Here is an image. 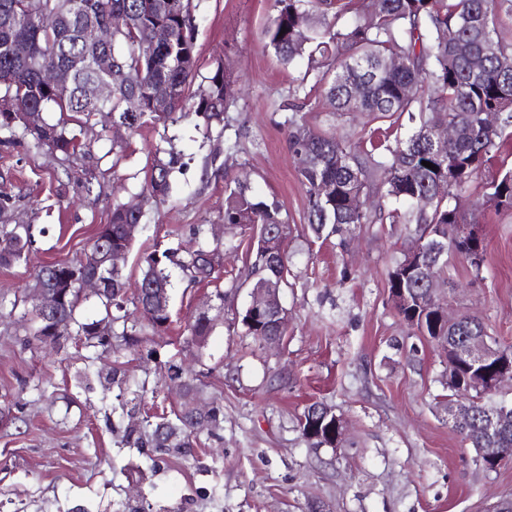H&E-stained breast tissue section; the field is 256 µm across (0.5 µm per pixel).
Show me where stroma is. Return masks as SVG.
Listing matches in <instances>:
<instances>
[{"instance_id":"35a3bbf8","label":"stroma","mask_w":512,"mask_h":512,"mask_svg":"<svg viewBox=\"0 0 512 512\" xmlns=\"http://www.w3.org/2000/svg\"><path fill=\"white\" fill-rule=\"evenodd\" d=\"M274 13V0H201L195 12V84L222 64L241 89L221 137V171L205 172L210 142L193 115L165 128L121 130L94 143L86 160L0 144V195L10 198L0 222L48 228L21 263L0 267L7 302L23 296L39 266L90 249L113 202L140 192L166 136L182 166L170 198L145 211L123 266L128 281L139 279L144 252L171 233L186 240L193 225L220 223L226 178L277 200L290 224L288 333L279 346L228 329L225 312L210 304L211 284H175L169 329L145 333L135 350L105 353L69 341L31 351L0 325V408L15 416L0 423V512H308L314 502L328 512H485L512 496V464L493 472L475 465L473 448L448 420L444 356L393 306L387 275L413 225H350L326 239L307 227L284 108L306 63L282 64L265 48ZM112 147L124 152L120 166ZM460 199L485 214L487 261L477 277L464 259H452L448 311L478 315L512 345V213L487 208L472 190ZM203 309L214 327L198 352L185 325ZM173 362L199 375L205 402L223 407V429L199 431L190 448L127 444L132 417L179 404ZM113 366L126 370L129 391L79 386L80 372ZM316 401L344 420L342 448L314 450L302 438L298 417Z\"/></svg>"}]
</instances>
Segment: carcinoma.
<instances>
[{"label": "carcinoma", "mask_w": 512, "mask_h": 512, "mask_svg": "<svg viewBox=\"0 0 512 512\" xmlns=\"http://www.w3.org/2000/svg\"><path fill=\"white\" fill-rule=\"evenodd\" d=\"M87 13L99 23L112 24V16L125 18L112 31L116 70L97 76L88 67L74 69L68 92L46 87L41 69L55 61L71 63L93 58L98 48L78 34L80 17L74 0H0V95L10 94L20 110L42 109L43 123L31 130L0 113V131L8 137L0 142H26L36 150L44 147L67 157H92L91 145L73 133L70 125L92 129L107 118L137 131L150 123L167 126L193 113L206 128L226 127L228 112L236 104L232 73L217 68L207 86L192 90L197 66L193 0H81ZM276 12L264 31L265 46L285 65L307 59L303 76L289 89L296 100L288 118V148L292 153H310L309 166L298 169L307 195V221L318 238L341 235L351 224H414L416 234L410 245L423 248L422 264L407 266L404 259L389 271L392 296L405 291L408 300L396 306L399 315L418 333L436 342L445 353L471 339H480L496 352L489 363L476 369H460V378L446 376L448 397H468L472 415L451 428L475 451L476 465L486 471L497 467L488 459L489 449L512 445V404H491L488 394L472 386L479 375H491L503 358L512 360V346H502L491 336L481 318L465 312L458 323L446 326L432 303L425 270L433 274L448 271L446 256L465 259L480 274L486 261L484 239L477 249L467 240L448 236L451 224L481 223V215L459 211L454 198L474 185L481 189L488 207L497 212L512 211V169L496 168L501 147L512 141V38L500 32L502 16L512 17V0H274ZM44 10L64 18L60 31L49 34L37 24ZM164 26L171 32L166 43H153L152 32ZM286 33H281V29ZM307 32L303 41L299 30ZM454 30L456 39L445 33ZM25 37L30 53L14 54L13 40ZM485 57V66L474 71L468 56ZM399 57L400 69H390L386 59ZM112 83V101L94 100L89 89L99 80ZM171 89L166 111L150 107L156 88ZM320 93L340 117L361 116L364 125L385 126L384 139L375 142L361 136L354 143H341L336 136L299 115ZM498 113L495 126L485 124V113ZM456 129L443 157L433 151L428 131L448 126ZM428 161L431 170L422 165ZM177 160L173 151L156 149L145 184L138 197L144 209L130 211L126 203L112 206L111 220L100 226L90 250L73 260L41 267L35 278L60 295L56 314L37 311L22 315L18 322L24 332L22 343L39 349L50 341L61 344L74 340L88 348L104 351L133 349L142 342L145 329L159 333L171 323L172 310L155 312L149 304V290H171L172 274L178 273L185 288L219 280L224 244L211 240L204 225L194 227L190 241L177 240L155 249L143 258L141 278L135 291L127 293L122 269L103 262L109 246L132 248L124 226L139 224L145 208L165 201ZM362 196V205L352 208L350 199ZM423 198L429 203L421 206ZM226 224H238L253 231L265 228L273 238H257L245 258L244 274L232 278L226 290L216 289L218 309L241 288L288 274V253L270 245L286 241L288 219L274 200H259L239 181L225 182ZM35 243L33 225L0 224V267H10L25 258ZM85 274L98 275L103 293L94 295L103 310L98 319L84 320L79 309L87 296L69 287V280ZM141 311L131 317L127 305ZM241 323L248 335L261 341L272 320L242 313L231 323ZM212 319L198 315L187 325V343L207 336ZM196 378L184 381L183 398L173 417L143 418L127 431L134 444L166 448L171 444L193 446L195 419L200 412L209 416L211 429L224 422V412L200 397ZM331 407L312 403L298 418V427L311 447L323 448L336 433Z\"/></svg>", "instance_id": "cac0c4a2"}]
</instances>
